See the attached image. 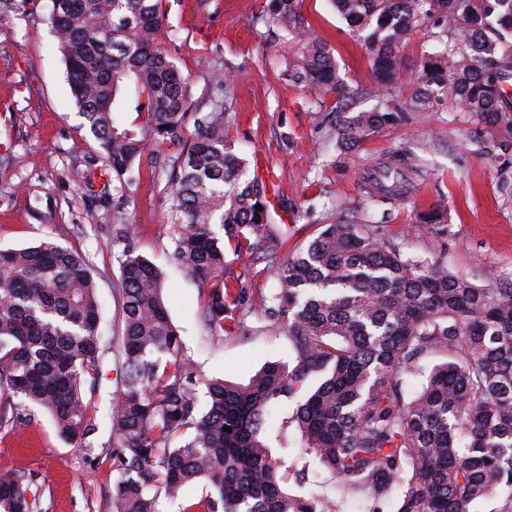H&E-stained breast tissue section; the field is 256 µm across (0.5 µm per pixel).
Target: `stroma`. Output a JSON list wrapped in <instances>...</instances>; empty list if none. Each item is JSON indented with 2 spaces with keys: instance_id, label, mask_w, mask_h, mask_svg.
<instances>
[{
  "instance_id": "obj_1",
  "label": "stroma",
  "mask_w": 512,
  "mask_h": 512,
  "mask_svg": "<svg viewBox=\"0 0 512 512\" xmlns=\"http://www.w3.org/2000/svg\"><path fill=\"white\" fill-rule=\"evenodd\" d=\"M47 0H12L0 11V248H21L45 237L86 253L95 267L96 294L105 338L123 328L117 289L124 246L160 264L163 301L185 353L203 378L244 383L271 361L291 362L285 335L266 333L262 299L275 287L263 261L241 254L233 263L235 288L222 335L200 320L208 288L186 271L167 265L169 217L165 179L142 165L131 198L112 194L113 174L89 173L84 157L96 144L81 128L65 78L63 55L47 21ZM265 0H162L165 15L159 41L187 78L194 109H209L211 79L234 76L233 139L250 176L268 170L274 191L266 200L272 223L281 225L292 251L323 224L344 213L385 216L383 232L410 254L478 284L512 278V206L496 185L497 163L483 149L481 126L451 112L447 96L430 108L407 111L406 92L395 95L405 109L403 123L382 132L359 150L354 162L336 163L330 132L337 95L295 84L288 75L293 43L262 19ZM314 35L333 51L338 74L361 93L348 100L351 112L380 106L374 93L369 50L354 37L329 0H302ZM413 149L422 159L406 194L368 199L361 185L367 173L393 152ZM447 208L445 233L417 228V215L436 203ZM128 224L126 244L113 243L115 221ZM121 377L117 354L104 361L99 391L91 399L99 426L97 442L110 435L112 393ZM274 455L282 460L289 493L325 495L335 512H365L363 495L334 487L313 455L304 453L295 430H270ZM308 469V482L294 473ZM30 473L41 512H111L117 475L108 456L91 458L61 439L50 417L32 410L22 431L0 425V475Z\"/></svg>"
}]
</instances>
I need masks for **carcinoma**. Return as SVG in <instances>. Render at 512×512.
<instances>
[{"label": "carcinoma", "instance_id": "obj_1", "mask_svg": "<svg viewBox=\"0 0 512 512\" xmlns=\"http://www.w3.org/2000/svg\"><path fill=\"white\" fill-rule=\"evenodd\" d=\"M331 3L371 51L378 95L389 99L408 85L415 111L446 94L453 111L484 127L497 189L512 205V0ZM265 17L296 41L294 83L359 94L340 83L299 0H268ZM48 20L80 126L99 146L89 170L115 173L113 191L126 195L143 161L160 166L171 193L166 259L211 285L201 319L224 332L236 301L224 279L225 244L271 256L281 242L263 186L229 137L233 80L216 82L210 111H190L188 80L159 42L161 0H50ZM418 26L436 51L408 72L401 48ZM127 85L134 110L146 115L136 130L116 117ZM337 113L342 155L404 118L389 106ZM188 123L195 137L185 143ZM164 141L180 150L160 160L154 146ZM395 156L365 182L367 196L403 194L419 159ZM124 256L122 377L101 445L117 473L112 512H157L161 495L184 500L182 512H332L327 500L281 485L266 434L287 401L293 408L279 427L298 431L301 447L341 487L365 491L369 512H476L500 493L495 512H512V280L477 285L406 253L371 220L340 216L270 266L277 288L263 299L264 313L295 356L242 384L199 377L164 305L162 270L130 249ZM100 324L86 254L51 238L0 249V390L48 413L60 437L89 455L97 425L87 393L112 349ZM411 378L417 389L408 395ZM198 480L207 493L185 499ZM31 482L29 474L0 475V512H38Z\"/></svg>", "mask_w": 512, "mask_h": 512}]
</instances>
